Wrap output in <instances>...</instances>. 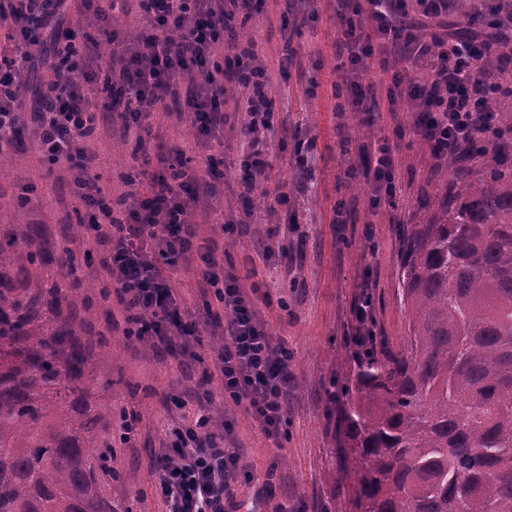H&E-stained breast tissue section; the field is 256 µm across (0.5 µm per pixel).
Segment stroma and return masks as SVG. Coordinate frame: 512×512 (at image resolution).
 <instances>
[{
  "label": "stroma",
  "mask_w": 512,
  "mask_h": 512,
  "mask_svg": "<svg viewBox=\"0 0 512 512\" xmlns=\"http://www.w3.org/2000/svg\"><path fill=\"white\" fill-rule=\"evenodd\" d=\"M245 35L225 43L217 60L251 46L266 73L273 101L274 129L267 135L271 167L262 181V205L238 180L241 129L248 120L238 109L237 87L226 89L223 130L203 136L191 128L185 108L186 87L166 98L143 122V141L121 140L118 125L105 122L84 143L104 170L103 185L112 196L129 192L128 178L144 183L158 168L155 144L183 153L199 179L192 219L204 238L216 239L217 259L252 299L271 333L284 339L292 355L295 387L288 398L289 424L279 442L260 430L245 406L225 415L219 380L213 379L219 343L204 325L223 320L224 309L211 292H201L199 266L179 267L176 286L192 317L202 322L190 349L180 343L153 347L129 336L119 301L102 299L99 253L92 234L71 229L85 210L68 184L66 165L48 166L30 137L0 155V239L37 231L43 263L31 276L51 286L67 281L60 263L66 251L86 255L85 289L62 311L88 315L89 332L105 338L112 356L111 381H92L85 398L102 410L97 435L116 452L117 474L101 476V492L114 512H165L151 474L153 459L167 442L168 427L181 424L196 407L197 394L212 391L209 413L230 423L225 447L235 449L246 480L235 488L228 512H276L279 504L302 512H351L352 487L344 478L336 416L352 398H329L332 384L352 383L356 349L349 341L352 308L370 293L378 335L405 333L406 314L398 297L400 248L410 225L426 223V197L446 186L444 169L435 167L426 146L398 130L386 105L389 76L371 67L365 82L375 84L381 109L373 114L338 113L347 96L345 79L335 69L334 45L344 28L336 0H255L238 14ZM388 139L395 151L393 198L373 204L370 187L344 176L349 165H373L372 139ZM313 144L315 159L307 191L295 186L294 157L299 146ZM345 203V221L336 207ZM274 248L265 257L266 248ZM133 417L129 441H121L120 411ZM273 483L274 498L262 492Z\"/></svg>",
  "instance_id": "obj_1"
}]
</instances>
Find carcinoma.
<instances>
[{"label":"carcinoma","instance_id":"obj_1","mask_svg":"<svg viewBox=\"0 0 512 512\" xmlns=\"http://www.w3.org/2000/svg\"><path fill=\"white\" fill-rule=\"evenodd\" d=\"M486 94L493 139L448 157L479 162L403 238L407 335L358 355L344 411V467L361 512H512V86ZM0 244V512H112L84 382L111 356L59 318L72 289L26 274L42 257Z\"/></svg>","mask_w":512,"mask_h":512}]
</instances>
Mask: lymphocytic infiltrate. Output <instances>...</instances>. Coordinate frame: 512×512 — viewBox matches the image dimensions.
I'll use <instances>...</instances> for the list:
<instances>
[{
  "mask_svg": "<svg viewBox=\"0 0 512 512\" xmlns=\"http://www.w3.org/2000/svg\"><path fill=\"white\" fill-rule=\"evenodd\" d=\"M65 0H0V150L12 146L19 129H28L50 163L65 162L73 172L72 194L89 215L88 228L99 248L104 278L122 299L135 336L152 343L188 342L197 325L181 321L174 285L179 262L203 263V283L223 302L224 330L216 371L225 398L247 404L263 433L280 439L288 424V395L294 385L290 356L283 340L272 336L234 277L221 276L215 239L199 240L191 220L198 181L182 156L164 158L165 170L152 175L148 193H128L112 200L83 147L106 112H118L122 137L139 136L141 119L155 110L186 75L196 82L187 107L191 124L202 131L224 126V86L245 92L248 123L242 130L247 152L240 164L243 185H251L270 167L264 143L273 127L270 88L251 51L240 54L231 70L213 64L237 12L252 0H138L151 32L127 47L116 32L103 40H77L59 17ZM453 0H336L347 18L336 42V70L352 81L347 105L353 112L375 111V86L360 77L371 66L390 73V112L409 115L411 132L431 157L447 161L466 142L495 130V116L478 92L491 77L495 56L477 37L459 39L448 30ZM417 10L421 22L409 20ZM52 43H45L44 32ZM112 46L119 77L110 81V103L100 109L92 93V68L100 42ZM424 67L423 81L408 80L410 68ZM39 71L53 80L35 104L21 89ZM208 399L197 406L194 421L172 427L170 441L156 464V479L167 512H224L241 472L238 455L224 436L209 430Z\"/></svg>",
  "mask_w": 512,
  "mask_h": 512,
  "instance_id": "f902f5d3",
  "label": "lymphocytic infiltrate"
}]
</instances>
